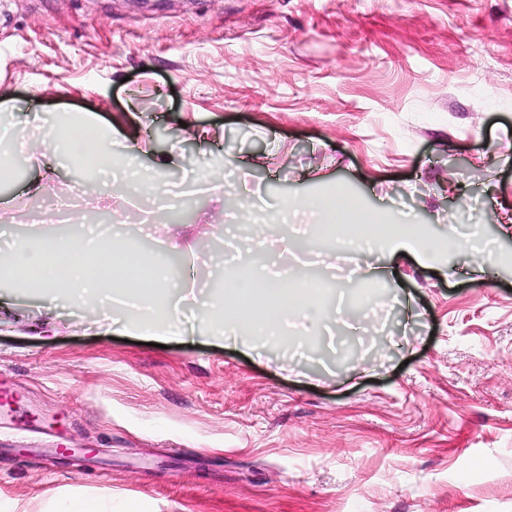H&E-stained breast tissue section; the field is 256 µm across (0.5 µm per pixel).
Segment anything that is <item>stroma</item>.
<instances>
[{
    "label": "stroma",
    "mask_w": 512,
    "mask_h": 512,
    "mask_svg": "<svg viewBox=\"0 0 512 512\" xmlns=\"http://www.w3.org/2000/svg\"><path fill=\"white\" fill-rule=\"evenodd\" d=\"M0 99L19 138L48 113L146 133L140 163L172 191L150 222L124 182L20 165L0 180L19 240L95 212L173 288L219 296L237 217L183 193L210 173L288 241L240 262L284 275L300 255L324 301L276 339L159 348L0 282V512H512V0H0ZM338 191L437 238L479 225L496 261L325 268L335 239L302 235L316 213L283 227L273 204ZM61 447L78 462L46 466Z\"/></svg>",
    "instance_id": "1"
}]
</instances>
